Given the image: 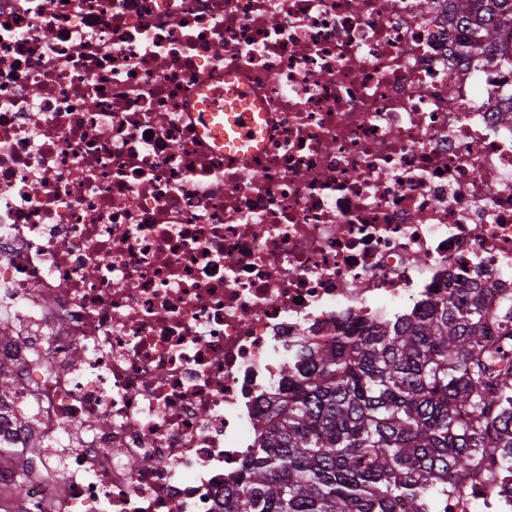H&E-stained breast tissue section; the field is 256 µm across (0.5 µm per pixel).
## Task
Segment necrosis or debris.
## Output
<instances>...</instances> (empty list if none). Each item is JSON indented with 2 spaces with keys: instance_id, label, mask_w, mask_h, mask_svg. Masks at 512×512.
<instances>
[{
  "instance_id": "necrosis-or-debris-1",
  "label": "necrosis or debris",
  "mask_w": 512,
  "mask_h": 512,
  "mask_svg": "<svg viewBox=\"0 0 512 512\" xmlns=\"http://www.w3.org/2000/svg\"><path fill=\"white\" fill-rule=\"evenodd\" d=\"M469 36L450 0H0V447L40 442L13 502L221 512L302 337L512 296V69ZM228 74L248 162L199 129Z\"/></svg>"
}]
</instances>
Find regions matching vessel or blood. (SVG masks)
Instances as JSON below:
<instances>
[{
	"label": "vessel or blood",
	"instance_id": "1",
	"mask_svg": "<svg viewBox=\"0 0 512 512\" xmlns=\"http://www.w3.org/2000/svg\"><path fill=\"white\" fill-rule=\"evenodd\" d=\"M200 105L202 129L216 146L228 151L247 150L257 155L263 146L260 115L246 87L232 77L205 91Z\"/></svg>",
	"mask_w": 512,
	"mask_h": 512
}]
</instances>
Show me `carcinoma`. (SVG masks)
Instances as JSON below:
<instances>
[{"label": "carcinoma", "mask_w": 512, "mask_h": 512, "mask_svg": "<svg viewBox=\"0 0 512 512\" xmlns=\"http://www.w3.org/2000/svg\"><path fill=\"white\" fill-rule=\"evenodd\" d=\"M453 10L492 65L512 66V0ZM510 348L512 299L492 316L478 286L293 348L222 512H448L476 487L492 489L489 512L512 505Z\"/></svg>", "instance_id": "cac0c4a2"}]
</instances>
